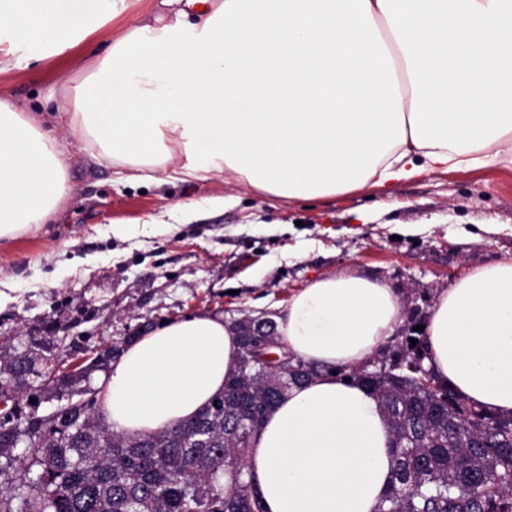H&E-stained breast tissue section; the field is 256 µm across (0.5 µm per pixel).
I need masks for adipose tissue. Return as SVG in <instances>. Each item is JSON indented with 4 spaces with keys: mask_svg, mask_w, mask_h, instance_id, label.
Segmentation results:
<instances>
[{
    "mask_svg": "<svg viewBox=\"0 0 512 512\" xmlns=\"http://www.w3.org/2000/svg\"><path fill=\"white\" fill-rule=\"evenodd\" d=\"M0 0V72L65 54L124 0ZM159 0L35 117L0 96V244L38 230L67 194L59 133L122 180L221 174L318 200L425 171L512 163V0ZM299 359L326 367L289 389L246 456L268 512H376L393 436L375 396L336 376L389 345L397 289L350 271L313 280L277 319ZM427 363L470 404L512 412V260L474 269L436 300ZM238 336L199 314L126 346L96 382L115 432L194 418L237 368Z\"/></svg>",
    "mask_w": 512,
    "mask_h": 512,
    "instance_id": "1",
    "label": "adipose tissue"
}]
</instances>
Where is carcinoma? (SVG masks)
I'll return each mask as SVG.
<instances>
[{
	"label": "carcinoma",
	"instance_id": "cac0c4a2",
	"mask_svg": "<svg viewBox=\"0 0 512 512\" xmlns=\"http://www.w3.org/2000/svg\"><path fill=\"white\" fill-rule=\"evenodd\" d=\"M233 326L239 370L223 398L148 438L112 432L96 397L48 416L23 410L14 396L41 382L61 396L82 392L135 337L64 376L44 370L52 347L35 336L0 356V400L11 403L0 409V512H266L257 484L244 479L252 439L291 386L324 368L290 354L262 361L255 343L276 342L275 322L247 315ZM427 355L425 337L410 328L400 349L377 355L374 380L339 372L373 393L392 430L391 483L377 512H512V414L478 409L447 384H421Z\"/></svg>",
	"mask_w": 512,
	"mask_h": 512
}]
</instances>
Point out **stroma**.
Wrapping results in <instances>:
<instances>
[{"label":"stroma","mask_w":512,"mask_h":512,"mask_svg":"<svg viewBox=\"0 0 512 512\" xmlns=\"http://www.w3.org/2000/svg\"><path fill=\"white\" fill-rule=\"evenodd\" d=\"M157 0L124 12L71 52L0 73V94L26 112L58 104L108 35L153 23ZM69 196L42 229L0 246V354L28 337L64 340L56 360L198 313L281 312L313 279L354 270L402 293L404 316L428 321L439 289L512 259V167L431 172L392 194L364 189L316 201L275 199L208 180L142 185L71 147ZM216 197L224 207H211ZM137 228V240L112 234ZM156 224L172 225L167 234Z\"/></svg>","instance_id":"1"}]
</instances>
